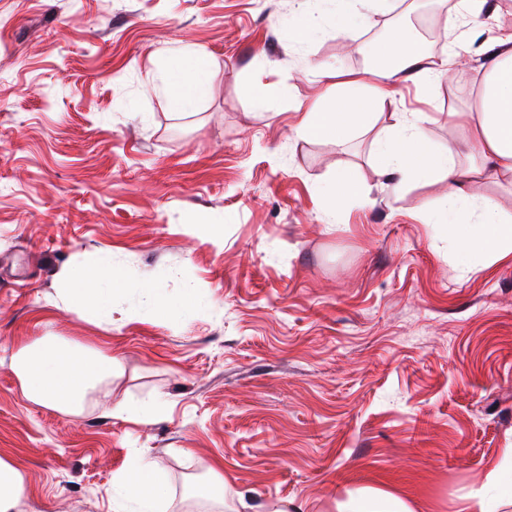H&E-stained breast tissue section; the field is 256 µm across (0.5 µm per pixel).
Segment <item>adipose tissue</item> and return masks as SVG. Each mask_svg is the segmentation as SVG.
<instances>
[{"label":"adipose tissue","mask_w":512,"mask_h":512,"mask_svg":"<svg viewBox=\"0 0 512 512\" xmlns=\"http://www.w3.org/2000/svg\"><path fill=\"white\" fill-rule=\"evenodd\" d=\"M488 51L491 64L483 69L477 106L452 113V120L470 130L475 156L461 163L456 141L435 146L428 136L429 116L423 112H396L376 142L379 174L403 188L409 180L440 176L448 190L434 217L465 256L489 267L512 258V218L504 217L495 203L477 189L476 176L512 182V27L497 26ZM371 64L362 74L342 77L327 67L328 93L306 106H298L295 134L303 140L344 142L367 129L375 106L393 102L403 74L431 85L460 64L458 51L440 60L421 50L408 31L398 30L366 48ZM213 62L200 49L187 45L162 61L155 90L169 109L185 114L211 93ZM318 195L329 215L341 213L363 191L352 171L336 170ZM65 298L78 312L112 317V294L124 284L122 274L107 257L66 272ZM117 358L101 351L74 346L54 337L20 349L15 364L26 399L72 413L83 409L94 392L111 391L119 370ZM168 488L150 459L137 455L116 476L112 487L113 512H160ZM337 512H416L399 495L362 488L337 505Z\"/></svg>","instance_id":"adipose-tissue-1"}]
</instances>
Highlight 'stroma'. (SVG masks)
<instances>
[{
  "mask_svg": "<svg viewBox=\"0 0 512 512\" xmlns=\"http://www.w3.org/2000/svg\"><path fill=\"white\" fill-rule=\"evenodd\" d=\"M445 0H387L336 33L328 0H0V457L24 479L13 512H113L134 455L159 465L167 512L220 470L235 512L288 500L337 512L378 487L457 512H512V260L464 267L429 213L445 182L396 192L372 133L303 141L297 104L321 66L357 73L394 29L428 40ZM306 36L296 37L302 22ZM185 45L212 91L171 113L153 85ZM483 56L404 82L435 145L468 131ZM265 101L256 103L254 90ZM348 166L363 197L330 218L315 193ZM59 250L51 269L41 251ZM110 255L112 320L78 313L61 273ZM168 306L160 308L156 300ZM47 336L118 358L112 397L67 414L26 400L21 347ZM127 403L134 416H116Z\"/></svg>",
  "mask_w": 512,
  "mask_h": 512,
  "instance_id": "obj_1",
  "label": "stroma"
}]
</instances>
